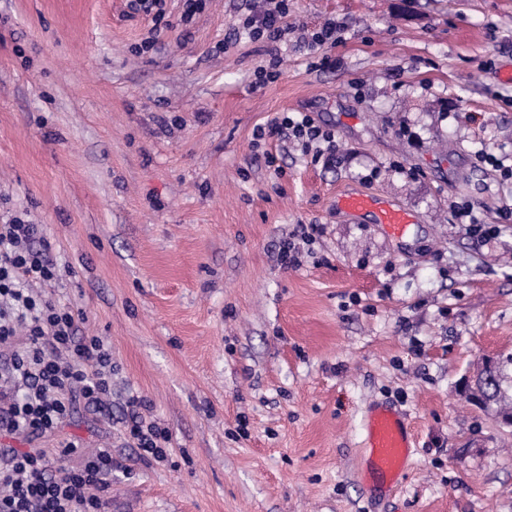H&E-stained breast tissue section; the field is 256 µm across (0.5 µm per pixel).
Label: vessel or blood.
<instances>
[{
	"mask_svg": "<svg viewBox=\"0 0 512 512\" xmlns=\"http://www.w3.org/2000/svg\"><path fill=\"white\" fill-rule=\"evenodd\" d=\"M338 204L350 213H373L376 222L385 225L396 236L404 235L409 224L414 221L405 209L380 202L367 194H344L339 197ZM363 429L367 475L376 486H397L408 466L412 448L403 419L392 410L373 407L363 416Z\"/></svg>",
	"mask_w": 512,
	"mask_h": 512,
	"instance_id": "obj_1",
	"label": "vessel or blood"
}]
</instances>
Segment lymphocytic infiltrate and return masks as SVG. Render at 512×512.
<instances>
[{"label":"lymphocytic infiltrate","mask_w":512,"mask_h":512,"mask_svg":"<svg viewBox=\"0 0 512 512\" xmlns=\"http://www.w3.org/2000/svg\"><path fill=\"white\" fill-rule=\"evenodd\" d=\"M288 0H262L247 18L249 36L271 43L288 32ZM268 132L297 142L314 159H333L336 137L297 112L273 119ZM61 272L37 227L21 219L0 224V431L34 438L55 435L74 399L104 418L112 416V349L84 336L82 313L46 296ZM126 436L144 460L164 461L167 431L146 418V400L133 397ZM78 441L55 450L0 448V512H108L112 451L87 457L80 469L52 463L77 451Z\"/></svg>","instance_id":"f902f5d3"}]
</instances>
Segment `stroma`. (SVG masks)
Listing matches in <instances>:
<instances>
[{
  "label": "stroma",
  "mask_w": 512,
  "mask_h": 512,
  "mask_svg": "<svg viewBox=\"0 0 512 512\" xmlns=\"http://www.w3.org/2000/svg\"><path fill=\"white\" fill-rule=\"evenodd\" d=\"M183 12L145 51L127 0H0V223L37 224L48 295L112 347V417L75 403L54 465L111 448L110 512H512V427L461 391L485 357L512 373V0H288L274 44L246 0ZM329 18L335 41L300 40ZM285 112L335 132L331 163L259 137ZM344 192L416 221L389 235ZM132 396L164 462L124 434ZM374 404L414 443L388 494L361 475Z\"/></svg>",
  "instance_id": "35a3bbf8"
}]
</instances>
